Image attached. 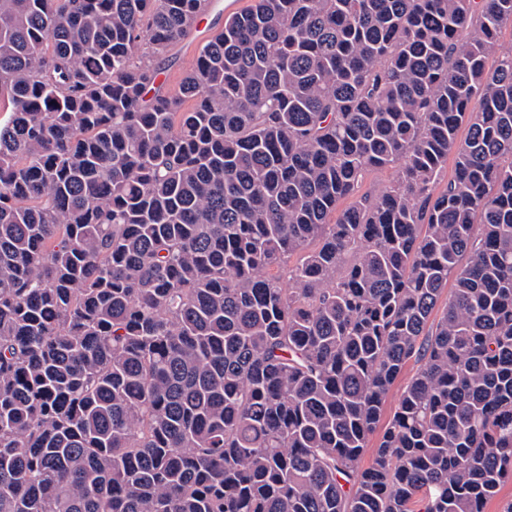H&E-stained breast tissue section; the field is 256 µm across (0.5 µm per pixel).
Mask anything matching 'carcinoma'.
Instances as JSON below:
<instances>
[{
  "label": "carcinoma",
  "mask_w": 512,
  "mask_h": 512,
  "mask_svg": "<svg viewBox=\"0 0 512 512\" xmlns=\"http://www.w3.org/2000/svg\"><path fill=\"white\" fill-rule=\"evenodd\" d=\"M209 6L0 0V512H486L512 0ZM419 366L420 363L415 362V360L409 361L402 375L392 386L384 404V411L380 428L383 427L393 417L406 382L415 374Z\"/></svg>",
  "instance_id": "obj_1"
}]
</instances>
